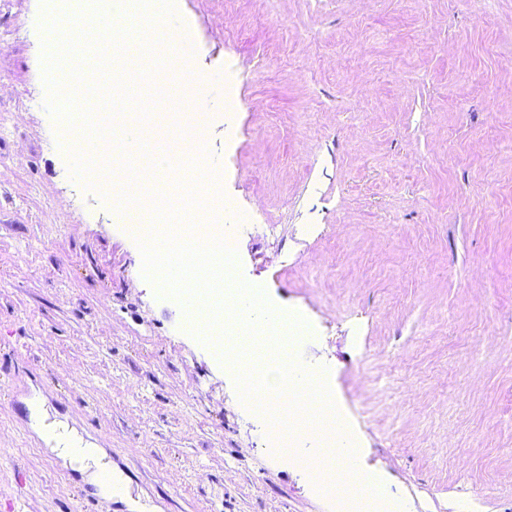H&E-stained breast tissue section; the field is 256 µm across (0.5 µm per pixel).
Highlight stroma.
I'll return each mask as SVG.
<instances>
[{"label": "stroma", "mask_w": 512, "mask_h": 512, "mask_svg": "<svg viewBox=\"0 0 512 512\" xmlns=\"http://www.w3.org/2000/svg\"><path fill=\"white\" fill-rule=\"evenodd\" d=\"M157 24L208 114L200 153L237 276L312 328L355 455L409 512H512V0H175ZM43 0H0V512H81L40 403L107 452L108 512H336L270 457L265 416L148 286L114 220L150 149L74 153L48 110ZM243 108L224 105L227 95ZM282 225L240 229L245 211Z\"/></svg>", "instance_id": "stroma-1"}]
</instances>
